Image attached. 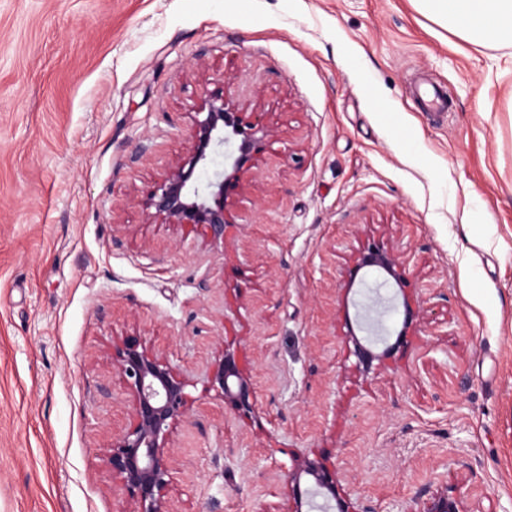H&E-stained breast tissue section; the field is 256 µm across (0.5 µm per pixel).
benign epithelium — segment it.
I'll use <instances>...</instances> for the list:
<instances>
[{"mask_svg": "<svg viewBox=\"0 0 512 512\" xmlns=\"http://www.w3.org/2000/svg\"><path fill=\"white\" fill-rule=\"evenodd\" d=\"M192 145L187 159L170 167L148 191L142 201L147 217L160 224L200 225L208 240L224 241L225 227L230 224L225 200L239 184L246 165L263 152L272 131L260 121H250L235 104L214 94L203 98L194 115ZM239 138L238 155L230 171L215 175L206 188L194 184V172L210 163L209 149L220 147L231 137ZM376 272L391 278L400 292H405V271L390 249L369 240L352 254L347 267V287H352L360 272ZM406 319L394 343L377 350L369 340L357 337L348 327L349 354L354 356L355 370L368 376L373 362L391 357L406 342L407 329L419 315L404 303ZM112 369L118 373L132 397V422L112 435L106 465L130 498L132 512H175L168 498L174 467L170 452L173 426L189 409L188 387L193 378L177 370L155 352L140 335L123 336L112 343ZM207 390L224 401V405L248 417L254 413L255 397L249 374L238 365L234 344L224 343L221 354L206 376ZM368 512L352 501L339 484L336 473L324 464L320 454L311 450L294 459L283 492L279 512ZM425 512H461L456 502L444 493H436Z\"/></svg>", "mask_w": 512, "mask_h": 512, "instance_id": "benign-epithelium-1", "label": "benign epithelium"}]
</instances>
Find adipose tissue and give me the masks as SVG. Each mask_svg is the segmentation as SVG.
Here are the masks:
<instances>
[{
	"label": "adipose tissue",
	"mask_w": 512,
	"mask_h": 512,
	"mask_svg": "<svg viewBox=\"0 0 512 512\" xmlns=\"http://www.w3.org/2000/svg\"><path fill=\"white\" fill-rule=\"evenodd\" d=\"M423 8L460 39L512 46V0H420Z\"/></svg>",
	"instance_id": "1"
}]
</instances>
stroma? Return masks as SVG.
I'll return each instance as SVG.
<instances>
[{"mask_svg": "<svg viewBox=\"0 0 512 512\" xmlns=\"http://www.w3.org/2000/svg\"><path fill=\"white\" fill-rule=\"evenodd\" d=\"M211 94L273 131L220 244L140 204ZM369 239L421 322L365 379L349 323L404 321L375 275L345 286ZM127 335L195 381L176 512H259L312 449L370 512H512V47L416 0H0V512H128ZM227 341L249 419L204 391Z\"/></svg>", "mask_w": 512, "mask_h": 512, "instance_id": "1", "label": "stroma"}]
</instances>
